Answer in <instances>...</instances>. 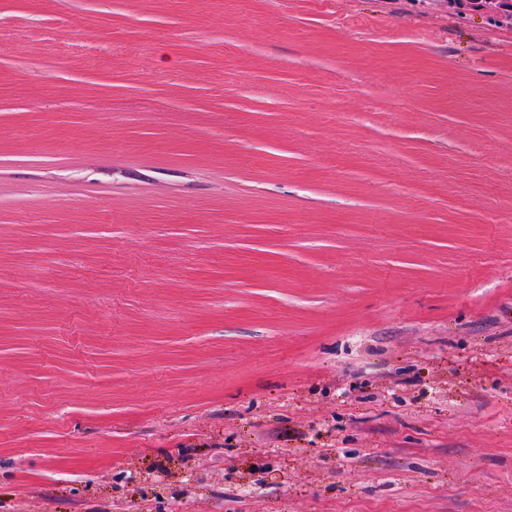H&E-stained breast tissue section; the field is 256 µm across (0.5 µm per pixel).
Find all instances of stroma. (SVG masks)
<instances>
[{
  "label": "stroma",
  "instance_id": "1",
  "mask_svg": "<svg viewBox=\"0 0 512 512\" xmlns=\"http://www.w3.org/2000/svg\"><path fill=\"white\" fill-rule=\"evenodd\" d=\"M512 512V25L438 0H0V512Z\"/></svg>",
  "mask_w": 512,
  "mask_h": 512
}]
</instances>
